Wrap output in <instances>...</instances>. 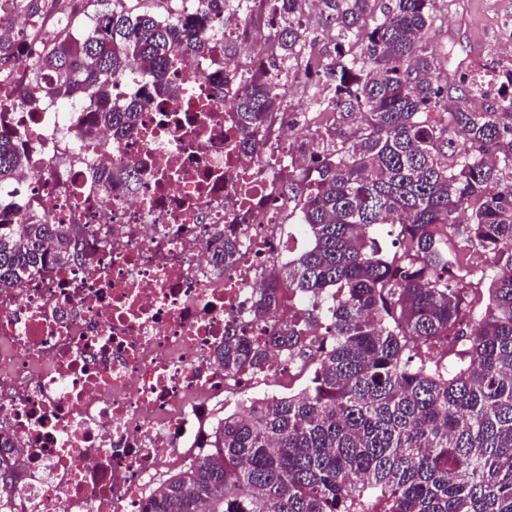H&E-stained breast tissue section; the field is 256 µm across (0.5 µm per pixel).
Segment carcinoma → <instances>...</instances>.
<instances>
[{"label": "carcinoma", "mask_w": 512, "mask_h": 512, "mask_svg": "<svg viewBox=\"0 0 512 512\" xmlns=\"http://www.w3.org/2000/svg\"><path fill=\"white\" fill-rule=\"evenodd\" d=\"M308 1L333 32L318 57L293 20ZM97 2L78 27L61 20L48 39L24 33L40 46L29 84L41 102L83 97L97 105L93 124L127 129L138 107L109 106L113 80L139 72L164 85L173 47L186 61L198 54L210 16ZM277 2L266 53L314 74L308 106L325 127L314 131L310 167L288 171L284 186L309 246L256 284L250 318L264 321L296 295L311 304L264 339L244 328L224 335L215 361L257 374L276 351L311 364V377L211 424L204 449L150 489L139 512H512V95L479 107L467 73L455 69L448 83L452 60L428 40L436 0L380 10L375 0ZM17 54L0 39V83ZM267 71L229 99L249 153L279 114ZM29 161L0 130V186L24 178ZM380 224L396 230L389 247L369 236ZM454 240L493 256L479 314ZM238 253L224 240L216 271ZM77 257L74 225L0 223V291ZM434 349L456 367L433 360ZM15 448L0 430V473L12 471Z\"/></svg>", "instance_id": "carcinoma-1"}]
</instances>
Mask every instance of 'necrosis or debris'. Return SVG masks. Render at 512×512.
Instances as JSON below:
<instances>
[{
  "label": "necrosis or debris",
  "mask_w": 512,
  "mask_h": 512,
  "mask_svg": "<svg viewBox=\"0 0 512 512\" xmlns=\"http://www.w3.org/2000/svg\"><path fill=\"white\" fill-rule=\"evenodd\" d=\"M242 4L214 15L203 50L170 70L174 93L135 75L113 82L115 106L140 107L133 128L92 127L82 99L66 113L32 109L20 91L34 44L0 91V113L30 154L27 177L0 201L83 231L76 265L0 292V428L19 446L10 512H138L154 483L191 460L226 400L303 374L278 354L248 378L225 376L214 359L264 269L285 257L282 173L301 161L304 136L279 128L254 155L237 145L224 89L263 63L255 20L272 14L271 0ZM230 44L244 53L226 56ZM227 238L241 259L219 273Z\"/></svg>",
  "instance_id": "necrosis-or-debris-1"
}]
</instances>
